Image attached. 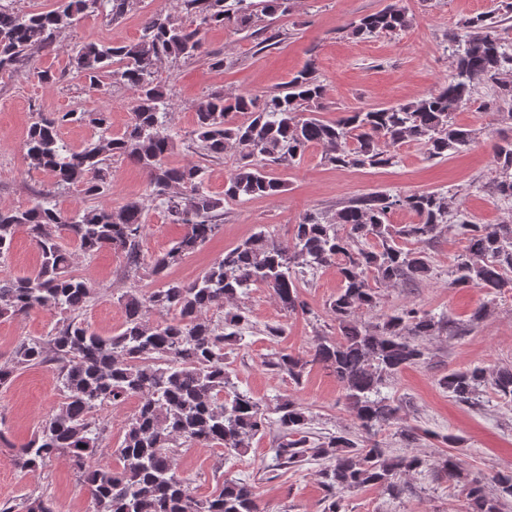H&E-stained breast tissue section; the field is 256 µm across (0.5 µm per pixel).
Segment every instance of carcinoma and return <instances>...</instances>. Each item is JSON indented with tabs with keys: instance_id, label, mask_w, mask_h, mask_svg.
Returning a JSON list of instances; mask_svg holds the SVG:
<instances>
[{
	"instance_id": "carcinoma-1",
	"label": "carcinoma",
	"mask_w": 512,
	"mask_h": 512,
	"mask_svg": "<svg viewBox=\"0 0 512 512\" xmlns=\"http://www.w3.org/2000/svg\"><path fill=\"white\" fill-rule=\"evenodd\" d=\"M13 0H0V75L25 72L30 59L53 47L76 15L101 9L109 20L122 17L134 0H59L46 12L21 14ZM182 9L199 19L185 25L171 15L148 18L139 41L123 46L87 43L73 50L75 69L89 89L106 93L104 77L135 88L130 122L119 136L110 133V113L69 111L40 115L30 125L22 148L34 168L53 175L51 188L40 190L24 209H0V260H6L15 234L23 228L40 255L32 277L0 276V319L32 311L59 316L49 335L21 339L9 365H0V385L11 382L24 368L53 365L59 372L62 401L39 425L16 454L26 471L47 466L59 454L90 496L89 512H262L252 484L224 480L219 492L194 497L188 479L176 470L183 447H218L240 454L264 434L269 425L260 403L231 382L224 366V345L241 339L247 318L228 304L254 288H267L281 307L304 310L296 274L339 262L341 287L329 310L336 337L319 334L305 357L279 353L270 362L300 384L308 366L331 371L365 437L331 435L311 440L307 415L290 398L276 406L281 436L273 449L278 467L326 461L319 471L327 491L323 512H343L341 493L379 486L394 498L413 493L405 477L423 466L438 478L462 487L471 512H502L512 501V474L487 480L464 471L454 456L426 459L409 453L391 456L375 440L382 427L398 419L400 405L380 396L381 388L403 370L426 362V341L432 336H460L462 325L446 314L435 315L403 306L377 322L361 320L358 311L376 306L370 280L382 284L429 278L428 247L447 227L448 197L436 191L378 193L358 198L330 217L306 212L284 243L266 227L226 250L191 281L169 277V270L194 254L214 236L224 203L256 197L273 198L287 183L268 170L272 165L293 167L312 145L323 148V162L334 168H381L395 164L390 147L412 142L428 159L443 158L478 142L475 130L455 122V114L473 99L477 86L497 83L494 98L484 108L500 110L512 102V82L500 75L512 71V47L501 42L493 18L479 14L448 34L454 68L435 90L405 104L359 108L334 121L321 119L324 86L311 65L293 76L282 89L263 98L215 92L196 106V127L190 139L203 156L221 159L231 147L239 152L234 170L224 183V196L205 187V170L188 164L171 166L167 159L177 133L169 123L171 103L155 73L164 59H192L202 54L207 26L250 29L263 16H282L293 0H181ZM397 0L347 24L357 38L392 34L411 27ZM67 122L94 126L98 139L75 150L59 137ZM499 174L492 193L512 201V138L491 146ZM121 158L143 169L148 197L165 209L170 222L186 231L164 253L145 256V203L132 199L114 209L93 205L64 212L53 203L54 190L81 187L91 200L106 195L107 167ZM396 209L414 213L411 224H392ZM467 235L465 252L454 258L451 288H479L487 294L512 291V223L475 224L457 220ZM68 230L76 249L92 256L104 248L124 256L131 272L144 270L161 286L148 292L133 289L121 296L125 320L121 329L101 336L83 315L100 290L70 272L73 255L62 248L54 229ZM214 308L225 309L215 324ZM163 316L153 320L150 314ZM439 386L461 405H482L483 392L512 403V368L488 371L482 367L454 369L438 379ZM139 401L125 424L124 438L113 451L103 441L108 420L104 407ZM118 458L112 466L106 453ZM0 512H56L42 496L20 504L0 503Z\"/></svg>"
}]
</instances>
